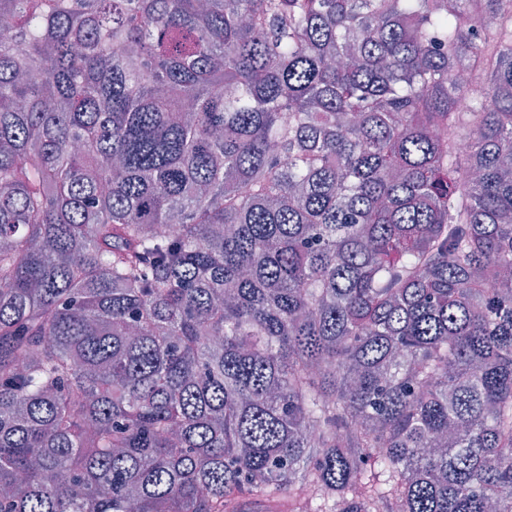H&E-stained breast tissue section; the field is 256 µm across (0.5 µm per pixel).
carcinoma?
Returning <instances> with one entry per match:
<instances>
[{
  "label": "carcinoma",
  "mask_w": 512,
  "mask_h": 512,
  "mask_svg": "<svg viewBox=\"0 0 512 512\" xmlns=\"http://www.w3.org/2000/svg\"><path fill=\"white\" fill-rule=\"evenodd\" d=\"M1 19L0 512H512V0Z\"/></svg>",
  "instance_id": "cac0c4a2"
}]
</instances>
